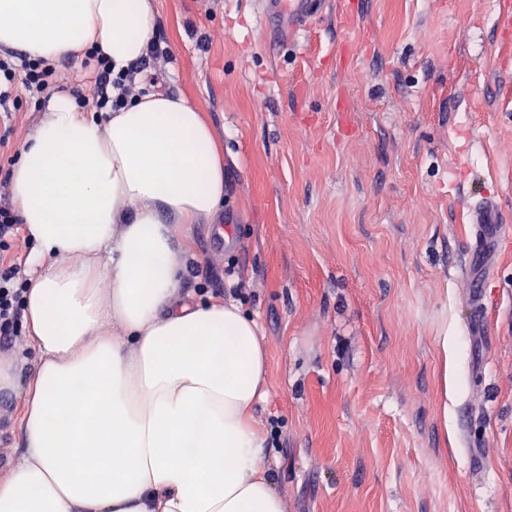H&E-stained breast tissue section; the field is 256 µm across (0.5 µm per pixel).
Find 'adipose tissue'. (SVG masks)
I'll return each mask as SVG.
<instances>
[{
  "instance_id": "adipose-tissue-1",
  "label": "adipose tissue",
  "mask_w": 512,
  "mask_h": 512,
  "mask_svg": "<svg viewBox=\"0 0 512 512\" xmlns=\"http://www.w3.org/2000/svg\"><path fill=\"white\" fill-rule=\"evenodd\" d=\"M155 20L152 0H0V47L124 69ZM11 188L38 363L0 364V394L26 396L0 512H285L253 417L269 368L257 323L179 293L177 227L224 198L199 108L148 93L93 119L56 95Z\"/></svg>"
}]
</instances>
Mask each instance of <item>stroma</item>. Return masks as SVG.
<instances>
[{
  "label": "stroma",
  "instance_id": "1",
  "mask_svg": "<svg viewBox=\"0 0 512 512\" xmlns=\"http://www.w3.org/2000/svg\"><path fill=\"white\" fill-rule=\"evenodd\" d=\"M155 8L168 56L135 92L197 104L224 153L183 291L244 278L286 512H512V0H325L288 47L258 0ZM45 116L21 98L0 185ZM482 194L505 224L483 328L453 276ZM22 409L0 403L1 471Z\"/></svg>",
  "mask_w": 512,
  "mask_h": 512
}]
</instances>
